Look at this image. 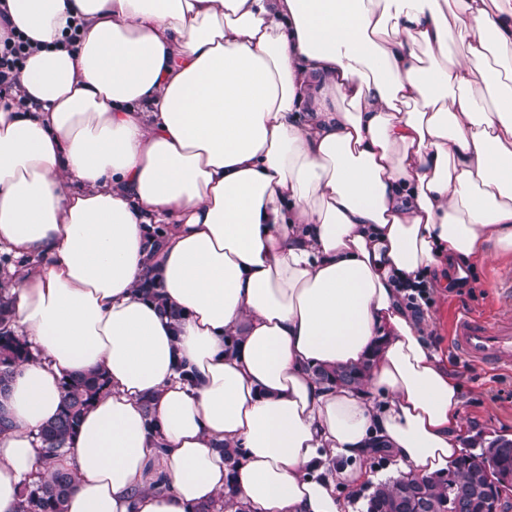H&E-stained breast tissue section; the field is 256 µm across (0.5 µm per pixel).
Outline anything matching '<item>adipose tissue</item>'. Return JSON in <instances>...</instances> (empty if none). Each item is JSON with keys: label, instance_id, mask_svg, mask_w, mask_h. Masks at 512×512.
I'll list each match as a JSON object with an SVG mask.
<instances>
[{"label": "adipose tissue", "instance_id": "1", "mask_svg": "<svg viewBox=\"0 0 512 512\" xmlns=\"http://www.w3.org/2000/svg\"><path fill=\"white\" fill-rule=\"evenodd\" d=\"M4 5L0 38L36 50L0 100V295L33 353L0 512L59 469L65 512H197L229 487L246 512H342L376 442L402 473L448 469L460 387L399 284L512 252V0ZM93 371L45 463L64 381ZM103 386L102 374L95 373L64 383L60 413L46 423L39 433L45 458H57L69 449V441L83 410Z\"/></svg>", "mask_w": 512, "mask_h": 512}]
</instances>
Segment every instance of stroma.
<instances>
[{
	"mask_svg": "<svg viewBox=\"0 0 512 512\" xmlns=\"http://www.w3.org/2000/svg\"><path fill=\"white\" fill-rule=\"evenodd\" d=\"M469 265L470 285L462 290L449 287L447 265L435 267L434 303L428 310L426 332L431 347L460 386L459 411L465 423L460 442L466 451L480 437H512V370H492L464 361L453 353L449 338L457 314L468 311L488 319L495 315L498 307L495 274L512 267V254L473 259Z\"/></svg>",
	"mask_w": 512,
	"mask_h": 512,
	"instance_id": "obj_1",
	"label": "stroma"
}]
</instances>
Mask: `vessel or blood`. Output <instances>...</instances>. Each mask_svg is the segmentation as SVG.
<instances>
[{
	"instance_id": "1",
	"label": "vessel or blood",
	"mask_w": 512,
	"mask_h": 512,
	"mask_svg": "<svg viewBox=\"0 0 512 512\" xmlns=\"http://www.w3.org/2000/svg\"><path fill=\"white\" fill-rule=\"evenodd\" d=\"M501 300L505 310L492 319L468 312L456 318L451 344L457 356L473 364L512 367V289L502 288Z\"/></svg>"
}]
</instances>
